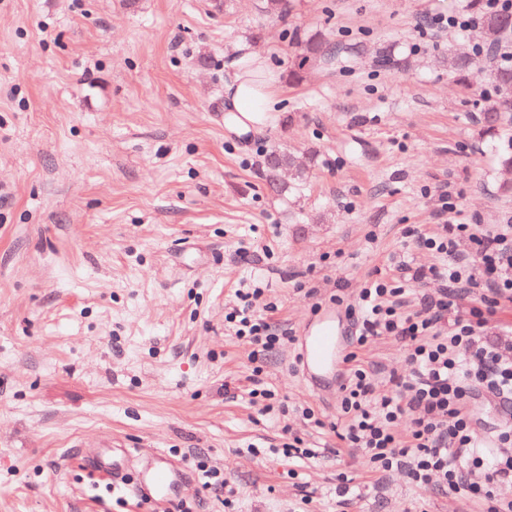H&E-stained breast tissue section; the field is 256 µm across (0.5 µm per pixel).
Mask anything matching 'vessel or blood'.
<instances>
[{"label":"vessel or blood","instance_id":"obj_1","mask_svg":"<svg viewBox=\"0 0 512 512\" xmlns=\"http://www.w3.org/2000/svg\"><path fill=\"white\" fill-rule=\"evenodd\" d=\"M301 357L304 374L312 382L341 366L340 330L334 313H323L315 323L303 328ZM130 456V449L108 446L86 454L85 463L116 482L125 476ZM136 483L152 501L168 505L174 504L188 487L183 469L161 453L154 454L152 465L138 473Z\"/></svg>","mask_w":512,"mask_h":512}]
</instances>
